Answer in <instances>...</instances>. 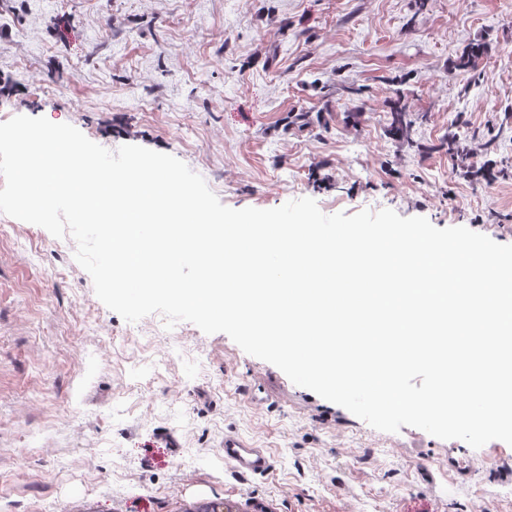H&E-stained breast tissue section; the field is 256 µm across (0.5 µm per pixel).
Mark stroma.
Listing matches in <instances>:
<instances>
[{"label": "stroma", "instance_id": "1", "mask_svg": "<svg viewBox=\"0 0 512 512\" xmlns=\"http://www.w3.org/2000/svg\"><path fill=\"white\" fill-rule=\"evenodd\" d=\"M488 51L461 67L469 43ZM402 96L410 141L388 132ZM170 154L222 204L390 209L512 244V0H0V123ZM459 134L469 171L439 145ZM0 512H472L512 446L376 430L228 335L126 322L0 214ZM233 430L274 459L226 467Z\"/></svg>", "mask_w": 512, "mask_h": 512}]
</instances>
